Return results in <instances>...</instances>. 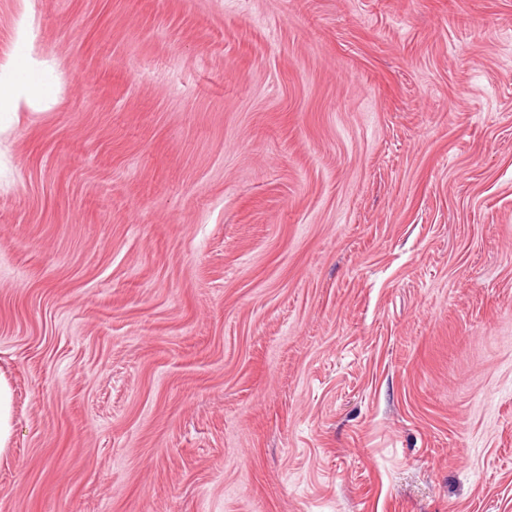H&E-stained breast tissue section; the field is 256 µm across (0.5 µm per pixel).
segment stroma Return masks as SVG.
<instances>
[{
    "instance_id": "obj_1",
    "label": "stroma",
    "mask_w": 512,
    "mask_h": 512,
    "mask_svg": "<svg viewBox=\"0 0 512 512\" xmlns=\"http://www.w3.org/2000/svg\"><path fill=\"white\" fill-rule=\"evenodd\" d=\"M28 57L0 512H512V0H0Z\"/></svg>"
}]
</instances>
